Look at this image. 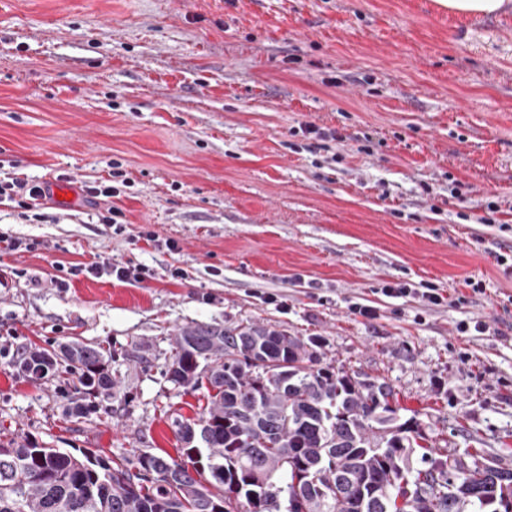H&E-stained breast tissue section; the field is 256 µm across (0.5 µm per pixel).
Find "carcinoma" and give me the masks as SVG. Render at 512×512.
I'll use <instances>...</instances> for the list:
<instances>
[{
	"label": "carcinoma",
	"instance_id": "cac0c4a2",
	"mask_svg": "<svg viewBox=\"0 0 512 512\" xmlns=\"http://www.w3.org/2000/svg\"><path fill=\"white\" fill-rule=\"evenodd\" d=\"M317 341L257 323L193 322L174 336L180 387L206 385L200 423L175 421L181 459L122 462L29 439L0 444V512H509L512 470L422 447L398 422L386 382L322 363ZM105 349H28L16 365L39 381L71 376L83 400L112 397Z\"/></svg>",
	"mask_w": 512,
	"mask_h": 512
}]
</instances>
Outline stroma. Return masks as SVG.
<instances>
[{"instance_id":"1","label":"stroma","mask_w":512,"mask_h":512,"mask_svg":"<svg viewBox=\"0 0 512 512\" xmlns=\"http://www.w3.org/2000/svg\"><path fill=\"white\" fill-rule=\"evenodd\" d=\"M10 177L67 184L77 204L37 218L0 202V439L132 468L176 454L173 418L199 420L206 399L168 381L174 336L255 322L385 380L426 446L512 469V11L0 0ZM105 180L116 196L87 194ZM110 207L120 225L100 222ZM103 262L146 278L88 274ZM397 284L412 295H383ZM427 284L441 304L415 296ZM70 341L112 355V397L82 416L71 385L15 366Z\"/></svg>"}]
</instances>
